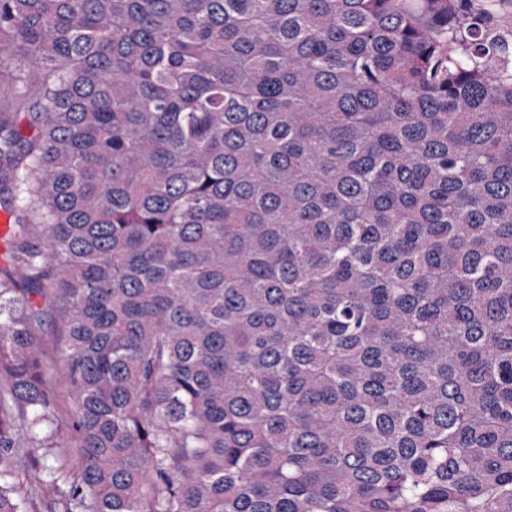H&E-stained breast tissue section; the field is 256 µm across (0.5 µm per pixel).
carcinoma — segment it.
Listing matches in <instances>:
<instances>
[{
	"mask_svg": "<svg viewBox=\"0 0 512 512\" xmlns=\"http://www.w3.org/2000/svg\"><path fill=\"white\" fill-rule=\"evenodd\" d=\"M496 2L0 0V512H512ZM3 214L7 218V223L5 219L1 217L0 222V267H7L10 263V239L12 234V225L15 224L14 214L8 209L1 206L0 203V216ZM58 336H54L51 328L46 329V333L42 336V348L44 357L50 366V374L56 380V387L60 396L59 417L61 419L67 418L70 410V402L65 384L60 380V373L58 372V365L55 358V347ZM66 457H74V448L63 443L55 448H19L18 455L13 459V467L39 465L40 467H54Z\"/></svg>",
	"mask_w": 512,
	"mask_h": 512,
	"instance_id": "obj_1",
	"label": "carcinoma"
}]
</instances>
